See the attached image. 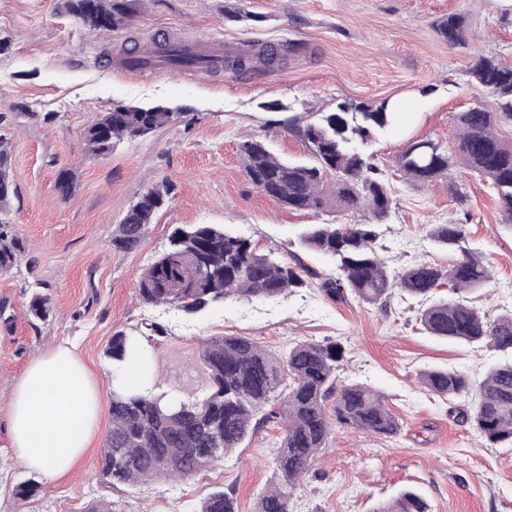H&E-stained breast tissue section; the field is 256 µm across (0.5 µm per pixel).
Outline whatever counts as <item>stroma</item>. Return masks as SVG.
Instances as JSON below:
<instances>
[{
	"mask_svg": "<svg viewBox=\"0 0 512 512\" xmlns=\"http://www.w3.org/2000/svg\"><path fill=\"white\" fill-rule=\"evenodd\" d=\"M65 0H0V134L11 154L15 195L10 218L23 242L18 266L0 272V512H86L96 500L112 512H195L209 492L234 490L241 512L273 479L272 456L282 429L265 423L224 461L182 482L135 488L101 484L100 450L110 429L98 431L74 470L50 479L27 468L9 444V400L29 361L57 345L72 350L110 403L115 333L149 337L158 388L187 398L201 395L205 375L199 341L246 336L281 353L300 341H336L345 349L340 380L380 391L400 423L385 437L336 428L291 498V512H374L410 489L432 512H512V448L493 446L462 423L448 400L428 392L420 374L464 371L479 383L499 352L428 335L417 317L421 300L394 294L387 306L357 299L334 302L321 283L335 277L327 256L306 250L307 224H338L335 207L295 211L253 186L238 151L245 136L266 142L282 158L304 161L309 151L285 120H317L348 100L377 104L406 99L410 124L378 137L372 163L393 203L379 243L389 271L419 262L447 267L452 253L436 246L430 225L467 223V245L493 274L473 303L490 317L512 313V226L502 221L487 185L457 170V192L440 183H412L396 161L408 147L433 140L456 143L454 116L488 102L472 77L476 56L512 64V0H138L129 24L110 34L90 32L66 12ZM247 13L244 21L227 12ZM458 16L466 43L449 46L438 23ZM197 40L234 53L255 43L298 44L281 64L239 72L131 71L117 62L126 49L156 41ZM164 102L194 114L147 138L117 142L106 156L85 152L83 131L116 104ZM282 103L279 112L270 103ZM73 174L68 193L60 170ZM173 183V200L159 212L137 247H112V231L152 184ZM464 200H457V193ZM184 224H221L263 250L300 264L310 283L273 300L228 301L195 316L146 303L138 278ZM50 297L51 311L28 312L32 292ZM36 482L19 501L16 484Z\"/></svg>",
	"mask_w": 512,
	"mask_h": 512,
	"instance_id": "1",
	"label": "stroma"
}]
</instances>
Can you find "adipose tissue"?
Returning <instances> with one entry per match:
<instances>
[{"mask_svg":"<svg viewBox=\"0 0 512 512\" xmlns=\"http://www.w3.org/2000/svg\"><path fill=\"white\" fill-rule=\"evenodd\" d=\"M9 411L16 456L31 470L60 476L89 448L104 408L85 365L69 349L56 347L30 360Z\"/></svg>","mask_w":512,"mask_h":512,"instance_id":"1","label":"adipose tissue"}]
</instances>
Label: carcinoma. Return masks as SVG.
Returning a JSON list of instances; mask_svg holds the SVG:
<instances>
[{"label":"carcinoma","mask_w":512,"mask_h":512,"mask_svg":"<svg viewBox=\"0 0 512 512\" xmlns=\"http://www.w3.org/2000/svg\"><path fill=\"white\" fill-rule=\"evenodd\" d=\"M136 0H65L67 11L89 31L111 32L128 25ZM451 46L466 41L453 15L438 27ZM165 57L178 69L210 73L267 67L278 57L266 47L235 56L197 55L186 47L164 43L134 57L139 67L153 56ZM471 74L491 95L455 115L459 129L455 148L432 140L411 145L398 158L399 171L413 182L450 180L464 168L485 181L497 198L503 220L512 223V144L498 134L512 126V66L494 57H478ZM389 102L378 106L339 102L333 112L297 132L307 143L312 160L295 162L277 157L254 137L240 143L242 171L265 195L292 210L318 211L329 205L325 179L334 178L336 212H370L372 219L345 224H309L302 244L332 257L336 278L321 283L331 300L347 296L387 305L399 291L426 300L419 320L431 336L466 345H488L503 354L478 385L453 369L428 370L420 382L431 393L450 401L468 398L472 411L462 413L485 438L499 447H512V314L491 321L462 299L433 298L446 281L453 290L476 291L492 280L489 267L466 246V224H434L431 239L455 254L446 268L418 263L390 272L378 252L379 226L392 206L390 188L377 176L361 147L393 127ZM182 113L157 104L118 105L95 118L84 130L85 151L112 152L113 142L139 139L180 119ZM15 193L11 156L0 136V270L21 260L22 240L12 232L9 201ZM172 200V186L149 187L112 232V248L127 252L136 247L157 213ZM307 284L287 261L264 252L249 239L221 224H187L174 229L167 248L140 276V297L196 315L228 300H273L285 290ZM49 298L35 294L28 311L47 317ZM131 348L130 337L112 336L108 357L118 372ZM207 388L193 401L167 393L112 390L111 427L100 450V478L112 488L134 487L155 480L183 481L232 453L260 425L281 421L283 435L274 449V482L258 499L253 512H291L292 491L325 447L333 425L391 436L399 422L385 397L356 382L338 383L344 347L338 342H302L284 353L268 351L247 336H209L199 350ZM335 398L333 409L328 400ZM197 512H240L231 491L214 490ZM373 512H430L418 494L403 491Z\"/></svg>","instance_id":"carcinoma-1"}]
</instances>
